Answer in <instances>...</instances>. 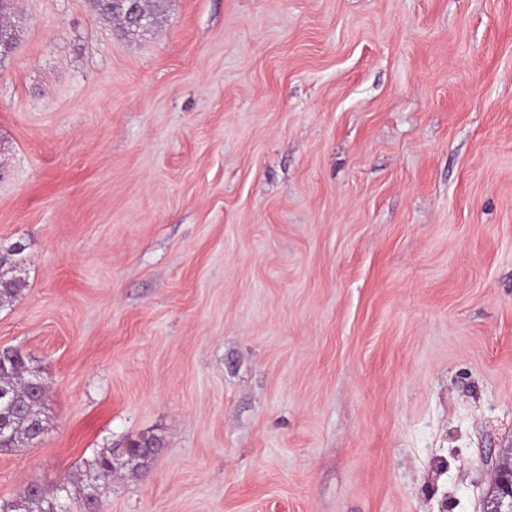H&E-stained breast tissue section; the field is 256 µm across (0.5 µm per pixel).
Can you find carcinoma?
Returning <instances> with one entry per match:
<instances>
[{
    "mask_svg": "<svg viewBox=\"0 0 512 512\" xmlns=\"http://www.w3.org/2000/svg\"><path fill=\"white\" fill-rule=\"evenodd\" d=\"M19 24L11 23L8 31L0 36V59L12 51L18 38ZM9 259L0 258V299L13 297L19 288V281L8 276L4 266ZM23 366L5 352L0 356V393L13 397L10 407V423L17 435L5 433L0 436V451H8L18 446L20 439L26 438L27 433L36 428L45 429L43 408L44 395L37 397L21 392L16 383V374ZM158 440L152 436L129 443L126 448L127 465L134 472H145L153 455L156 453ZM96 480L106 485L112 481V455L103 454L95 462ZM59 491L43 488L39 485L28 489L25 497L14 506L2 507L0 512H56L55 500Z\"/></svg>",
    "mask_w": 512,
    "mask_h": 512,
    "instance_id": "1",
    "label": "carcinoma"
}]
</instances>
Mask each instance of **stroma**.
Listing matches in <instances>:
<instances>
[{
  "instance_id": "stroma-1",
  "label": "stroma",
  "mask_w": 512,
  "mask_h": 512,
  "mask_svg": "<svg viewBox=\"0 0 512 512\" xmlns=\"http://www.w3.org/2000/svg\"><path fill=\"white\" fill-rule=\"evenodd\" d=\"M0 505L156 437L100 512H482L512 448V0H18ZM138 0H105L100 2H108L112 4V9L118 10L124 14L120 16H113V19L119 21V24L125 25L128 31H138L139 29L149 25L148 17L139 13L135 2ZM0 366V393H7L14 397L10 407V423L17 432L16 439L13 435L6 433L9 430V421L7 418L0 420V451H8L16 448L20 438L32 441L39 437L45 429L44 418V393L35 397L31 394H23L16 383V374L23 369V366L13 357L11 352H4L2 355ZM40 428V434L27 437V433L33 432L34 429ZM158 440L152 436L130 442L126 448L127 466L134 472H146L153 455L156 453Z\"/></svg>"
}]
</instances>
